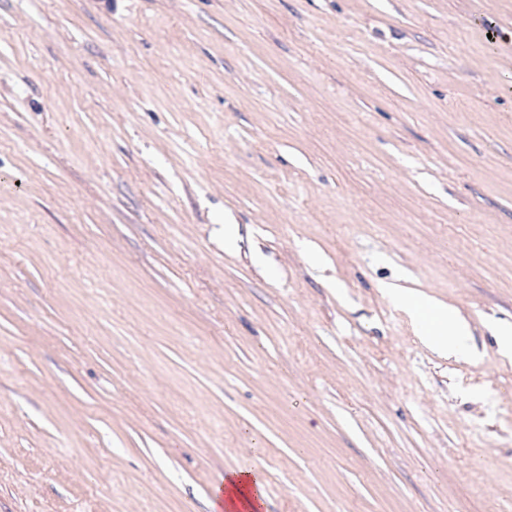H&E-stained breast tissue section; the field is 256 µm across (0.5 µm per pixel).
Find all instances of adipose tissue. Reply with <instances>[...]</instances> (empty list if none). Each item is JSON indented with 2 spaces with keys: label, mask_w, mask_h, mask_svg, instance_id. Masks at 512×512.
<instances>
[{
  "label": "adipose tissue",
  "mask_w": 512,
  "mask_h": 512,
  "mask_svg": "<svg viewBox=\"0 0 512 512\" xmlns=\"http://www.w3.org/2000/svg\"><path fill=\"white\" fill-rule=\"evenodd\" d=\"M385 293L415 319L420 336L427 345L453 355H469L468 327L451 308L419 298L416 291H404L391 284L386 285Z\"/></svg>",
  "instance_id": "adipose-tissue-1"
}]
</instances>
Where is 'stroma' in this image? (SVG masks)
I'll use <instances>...</instances> for the list:
<instances>
[{
  "mask_svg": "<svg viewBox=\"0 0 512 512\" xmlns=\"http://www.w3.org/2000/svg\"><path fill=\"white\" fill-rule=\"evenodd\" d=\"M504 324L512 0H0V512H512ZM386 295L403 307L418 323L421 339L434 349L445 353L467 356L470 354L469 330L453 310L432 300L419 298L416 291L384 286ZM249 473H240V475H235L234 479H228L230 487L224 489L225 499H226V509L227 510H239L240 508L249 509L254 508L255 505L251 501L250 492H249V484L250 478L248 477ZM224 492L221 489L217 491V499L222 496L224 497Z\"/></svg>",
  "mask_w": 512,
  "mask_h": 512,
  "instance_id": "obj_1",
  "label": "stroma"
}]
</instances>
